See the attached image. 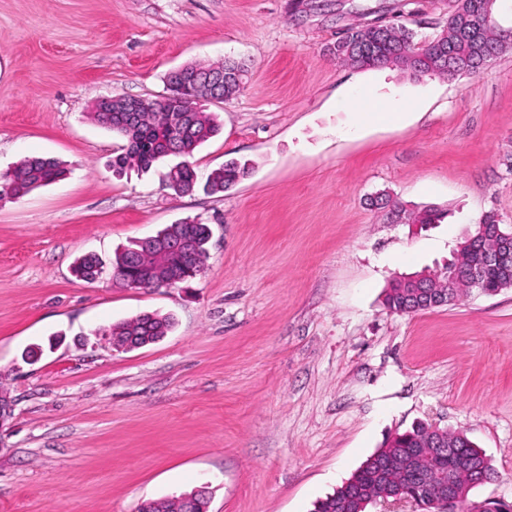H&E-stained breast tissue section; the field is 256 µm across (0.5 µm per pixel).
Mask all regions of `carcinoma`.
I'll return each instance as SVG.
<instances>
[{"label": "carcinoma", "mask_w": 512, "mask_h": 512, "mask_svg": "<svg viewBox=\"0 0 512 512\" xmlns=\"http://www.w3.org/2000/svg\"><path fill=\"white\" fill-rule=\"evenodd\" d=\"M500 30L492 24L479 23L472 11L451 14L448 26L435 38L420 43L416 32L404 24L383 30L367 25L350 28L348 47L335 53L340 62L357 67L402 66L414 75H446L448 62L473 67L485 57L492 59L502 53ZM224 70V98L232 99L244 88L248 74L246 64L226 59L210 65ZM192 71L167 76L168 98L144 112L138 119H127L120 112H112L102 101H97L92 118L112 130L123 141L120 152L114 157L112 167L119 172L126 168L149 170L166 157H181L183 161L169 167L162 174V181L177 194L193 192L198 173L188 161L197 147L215 136L219 125L209 112H179L184 99L193 95ZM248 163L229 160L213 170L205 182L211 194L222 193L242 179ZM66 173L64 164L51 157L27 156L6 171L0 173V201L19 200L32 191L47 186ZM372 207L387 209L399 219L411 224H433L441 214L432 208L407 211L394 203L390 196L378 194ZM163 241L176 242L190 239L192 252L182 255L172 252L159 256L147 250L138 240L134 246L117 254L112 262V275L122 281L131 279L151 287L168 272L181 273L188 281L199 275L207 255L206 245L211 238L209 225L198 220H185L169 224L163 230ZM457 260L463 265L481 266L478 292L492 296L512 288V262H484L481 253L463 248ZM103 265L94 254L77 259L73 266L79 280L98 278ZM383 305L394 313L425 311L430 306L414 296V282L397 278L384 290ZM172 319L158 313H146L111 325L107 336H137L156 340L168 334ZM429 425L417 423L402 433L388 438L342 486L332 494L319 499L313 512H354V500L369 499L398 488L404 494L424 504L423 512H437L433 493L418 485L415 475L420 472L434 475L447 484L456 486L459 500L456 512H512V504L501 501H485L468 509L464 508L468 492L493 478V470L486 454L473 442L450 431L446 454L422 456L426 447ZM140 512H182V504L175 497H163L144 503Z\"/></svg>", "instance_id": "cac0c4a2"}]
</instances>
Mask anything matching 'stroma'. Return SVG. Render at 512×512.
I'll use <instances>...</instances> for the list:
<instances>
[{
    "instance_id": "35a3bbf8",
    "label": "stroma",
    "mask_w": 512,
    "mask_h": 512,
    "mask_svg": "<svg viewBox=\"0 0 512 512\" xmlns=\"http://www.w3.org/2000/svg\"><path fill=\"white\" fill-rule=\"evenodd\" d=\"M451 0H0V172L40 155L66 175L0 202V512H137L208 485V512H311L390 435L464 432L495 471L468 503H512V289L395 314L396 275L445 263L495 214L512 225V49L479 73L357 68L342 29L403 23L420 40ZM242 59L199 176L252 163L224 193L179 195L162 168L116 174L91 117L106 96L156 99L188 63ZM370 98L406 112L362 120ZM435 206L420 230L371 208ZM198 219L201 274L168 288L76 280L134 241ZM154 312L160 341L104 329ZM35 343L41 357L27 362ZM103 265L94 254H87L77 259L73 266L74 276L79 280L92 281L98 278Z\"/></svg>"
}]
</instances>
